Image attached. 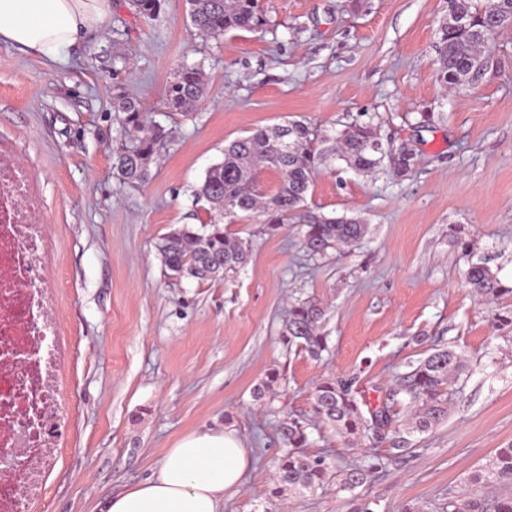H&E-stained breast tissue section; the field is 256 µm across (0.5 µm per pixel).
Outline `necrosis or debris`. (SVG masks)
<instances>
[{"instance_id": "obj_1", "label": "necrosis or debris", "mask_w": 512, "mask_h": 512, "mask_svg": "<svg viewBox=\"0 0 512 512\" xmlns=\"http://www.w3.org/2000/svg\"><path fill=\"white\" fill-rule=\"evenodd\" d=\"M38 209L26 167L0 157V512H28L44 495L71 419L56 389L59 326Z\"/></svg>"}]
</instances>
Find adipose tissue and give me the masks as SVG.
<instances>
[{
	"instance_id": "1",
	"label": "adipose tissue",
	"mask_w": 512,
	"mask_h": 512,
	"mask_svg": "<svg viewBox=\"0 0 512 512\" xmlns=\"http://www.w3.org/2000/svg\"><path fill=\"white\" fill-rule=\"evenodd\" d=\"M109 22L108 0H0V43L51 61ZM249 463L233 428L189 433L168 449L154 477L113 494L108 512H222Z\"/></svg>"
}]
</instances>
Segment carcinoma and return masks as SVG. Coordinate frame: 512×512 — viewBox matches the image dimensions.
<instances>
[{
    "mask_svg": "<svg viewBox=\"0 0 512 512\" xmlns=\"http://www.w3.org/2000/svg\"><path fill=\"white\" fill-rule=\"evenodd\" d=\"M188 15L194 26L207 36H222L231 30L254 31L265 24L259 0H187ZM458 17H448L440 29L436 70L447 85H471L479 76L498 65L485 43L489 28L506 30L512 25V0H450ZM136 14L155 16L162 0H130ZM207 95L206 78L198 67L183 66L170 81L166 92L167 107L188 116L195 112ZM117 110L136 136L131 146L117 154L115 167L124 182L137 186L145 183L154 163L155 146L166 132L152 128L145 121L141 104L120 97ZM376 130L367 122H355L334 138V144L320 148L318 130L301 121H291L273 128H257L224 146V159L212 165L197 191L219 218L199 228L186 225L170 231L159 244V254L171 276L199 283L229 278L247 263L250 244L224 230V224L241 220L258 221L266 231L277 232L293 222L305 227L304 246L313 255L324 256L359 243L366 225L347 217H326L305 208L307 193L315 172L328 157L344 162L358 172H370L383 160H389L398 178L409 176L417 165L416 153L406 148L386 152L376 147ZM274 170L279 176L275 190L262 187L260 175ZM465 279L476 297L492 303L512 297V286L504 284L484 261L472 262ZM325 309L312 298L298 301L288 310L282 336L301 347L313 358L327 350L321 332ZM466 369L463 355L455 349L439 348L420 360L404 374L388 393L391 403L404 402L412 409L411 426L426 432L448 418V394L452 383ZM359 373L328 376L316 386L312 396V414L320 423L354 438L369 434L378 439L390 437L386 454L373 456L368 463L338 469L321 454L308 451L312 421L288 418L279 431L284 444L276 460L270 495L281 497L288 490H316L337 481L344 489L354 490L381 477L386 464L408 451L409 440L399 428L391 403L363 413L358 399ZM280 375L273 370L254 388L258 400L273 392ZM443 512H512V443L496 450L488 465L472 474L464 486L449 494L441 504Z\"/></svg>",
    "mask_w": 512,
    "mask_h": 512,
    "instance_id": "carcinoma-1",
    "label": "carcinoma"
}]
</instances>
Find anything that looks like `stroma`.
<instances>
[{
  "instance_id": "1",
  "label": "stroma",
  "mask_w": 512,
  "mask_h": 512,
  "mask_svg": "<svg viewBox=\"0 0 512 512\" xmlns=\"http://www.w3.org/2000/svg\"><path fill=\"white\" fill-rule=\"evenodd\" d=\"M262 3L263 27L206 38L186 0H164L152 18L110 0L109 31L80 37L54 64L0 44V155L28 166L42 203L59 385L72 407L49 493L31 512H106L112 493L153 477L178 439L209 427L237 429L252 450L223 512H356L366 502L373 512H433L512 442V327L495 324L465 279L482 259L512 281V31L493 42L497 70L451 91L434 65L448 0ZM182 65L208 82L205 106L187 117L164 97ZM120 93L168 132L138 187L114 166L130 142L113 105ZM425 112L433 118L423 126ZM291 119L329 138L368 122L420 162L403 180L341 161L317 170L308 210L363 220L356 246L314 256L301 225L270 235L245 220L227 227L251 245L234 278L169 276L158 245L175 228L209 223L195 191L225 145ZM459 227L470 252L455 242ZM308 298L327 309L318 360L282 339L290 305ZM448 344L469 361L450 388L448 418L412 436L384 477L351 492L333 482L269 497L283 449L277 427L311 418L322 377L360 371L372 408ZM273 370V399L254 401ZM309 439L311 452L343 468L387 449L321 423Z\"/></svg>"
}]
</instances>
